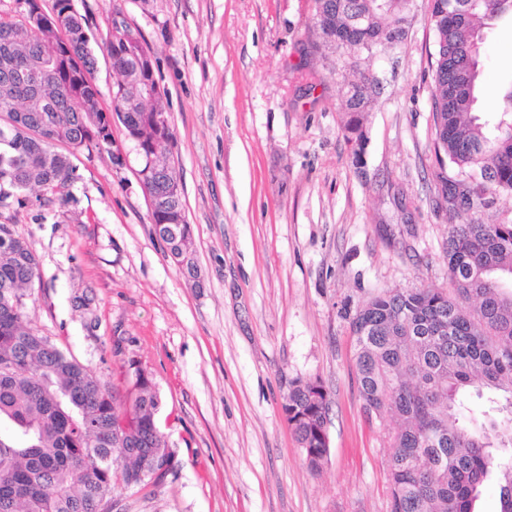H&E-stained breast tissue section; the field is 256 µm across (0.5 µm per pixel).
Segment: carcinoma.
Segmentation results:
<instances>
[{
  "instance_id": "obj_1",
  "label": "carcinoma",
  "mask_w": 512,
  "mask_h": 512,
  "mask_svg": "<svg viewBox=\"0 0 512 512\" xmlns=\"http://www.w3.org/2000/svg\"><path fill=\"white\" fill-rule=\"evenodd\" d=\"M435 34L432 112L444 191L477 212L494 196L512 194V85L495 122L473 114L483 72L484 21L512 13L505 0H429ZM408 0H313L307 47L322 52L332 27L348 46L372 53L400 32ZM30 9L0 16V202L39 188L68 197L76 179L72 157L83 148L107 150L112 123L136 142L142 181L154 198L152 224L170 253L187 256L190 225L182 191L168 163L171 128L153 61L143 43L111 29L107 51L116 74L112 111L103 110L91 81L93 35L74 0H54L48 16L60 26H28ZM35 69L33 84L12 82ZM375 77L364 75L345 94L348 112L361 111ZM0 512H113L115 485L158 486L175 468L160 431V399L152 377L136 361L122 387L101 380L47 336L29 327L23 290L34 284L37 260L12 225L0 224ZM448 275L458 299L431 288L390 291L356 313V374L364 412L390 417L392 453L386 460L389 512H474L493 484L500 509L512 501V224L469 218L448 230ZM448 332L429 330L438 317ZM330 394L318 379H297L283 412L311 470L324 462L322 429Z\"/></svg>"
}]
</instances>
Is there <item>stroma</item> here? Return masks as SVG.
<instances>
[{
  "label": "stroma",
  "instance_id": "35a3bbf8",
  "mask_svg": "<svg viewBox=\"0 0 512 512\" xmlns=\"http://www.w3.org/2000/svg\"><path fill=\"white\" fill-rule=\"evenodd\" d=\"M95 38L92 81L111 106L115 15L149 49L191 226L189 277L154 233L142 157L121 125L73 160L67 199L0 203L38 261L25 314L97 376L151 373L176 457L158 487L116 488L118 512H388L392 419H368L352 319L396 290H454L453 222L434 150L428 0L406 37L352 56L306 55L312 0H75ZM482 119L512 79V18L484 30ZM322 82L301 88V70ZM380 93L358 131L343 94ZM330 393V454L311 471L282 404L295 379ZM375 77L363 75L359 81L352 82L345 94V106L347 112L355 114L362 112L361 104L370 99V90L374 84Z\"/></svg>",
  "mask_w": 512,
  "mask_h": 512
}]
</instances>
